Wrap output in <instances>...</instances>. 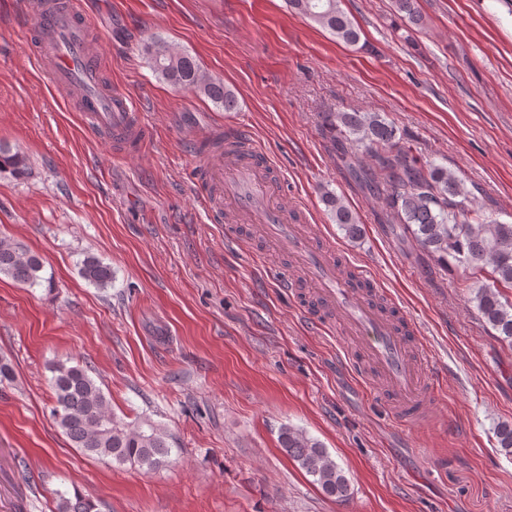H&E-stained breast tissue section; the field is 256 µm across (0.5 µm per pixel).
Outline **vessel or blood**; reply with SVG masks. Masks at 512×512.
<instances>
[{"mask_svg":"<svg viewBox=\"0 0 512 512\" xmlns=\"http://www.w3.org/2000/svg\"><path fill=\"white\" fill-rule=\"evenodd\" d=\"M25 8L33 14L26 36L34 41L37 64L77 104L86 123L116 142L146 134L133 99L101 80L82 0H27ZM196 143L202 148L197 179L211 191V222L251 225L274 252L287 257L303 275L302 280H288V288L306 284L321 313L317 327L348 337L352 363L387 402L393 420L406 427L421 419L438 397L439 382L425 348L413 342L410 322L404 314L390 312L369 271L340 260L320 233L295 223L296 201L275 199L270 160L250 140H231L221 151L213 150L208 134L197 136Z\"/></svg>","mask_w":512,"mask_h":512,"instance_id":"vessel-or-blood-1","label":"vessel or blood"}]
</instances>
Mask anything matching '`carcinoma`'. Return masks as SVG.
<instances>
[{
  "label": "carcinoma",
  "mask_w": 512,
  "mask_h": 512,
  "mask_svg": "<svg viewBox=\"0 0 512 512\" xmlns=\"http://www.w3.org/2000/svg\"><path fill=\"white\" fill-rule=\"evenodd\" d=\"M297 13L328 31L336 39L355 45L360 31L341 8V0H288ZM149 66L176 88H191L231 112L237 99L224 84L205 75L194 57L156 37L144 47ZM323 122L330 134L331 149L346 159L348 178L360 191L383 206L381 222L401 224L440 266L448 260L469 269L491 268L494 282L512 287V224L485 217H469L473 198L463 179L439 165L421 161L401 143L396 127L376 112H326ZM367 151L370 164L351 158L354 147ZM26 159L0 144V173L21 177ZM332 221L353 240L361 229L355 213L333 192L322 194ZM42 258L20 244L0 238V275L33 288L45 281ZM81 276L97 288L112 285V267L87 255ZM479 319L497 338L512 346V302L501 300L498 289L486 285L474 296ZM54 390L51 416L72 446L117 465H134L147 471L169 463V436L151 422L130 425L112 412L100 385L80 365L58 362L50 367ZM498 448L512 457V423L495 428ZM279 441L287 455L312 477L326 496L345 502L351 487L343 469L327 448L305 431L292 426L280 429ZM58 512H98V505L79 492L58 491Z\"/></svg>",
  "instance_id": "1"
}]
</instances>
